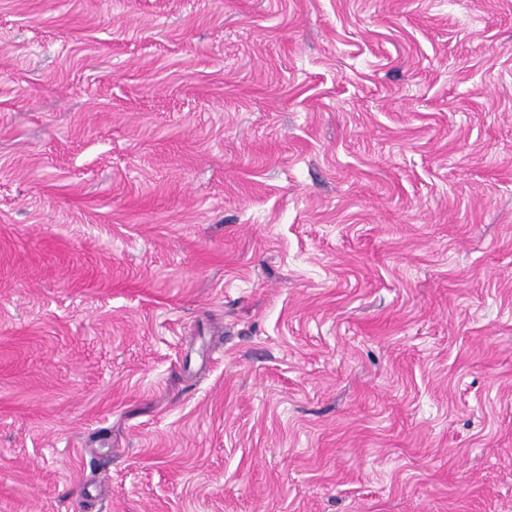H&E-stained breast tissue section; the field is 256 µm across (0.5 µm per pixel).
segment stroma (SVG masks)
Instances as JSON below:
<instances>
[{
    "mask_svg": "<svg viewBox=\"0 0 512 512\" xmlns=\"http://www.w3.org/2000/svg\"><path fill=\"white\" fill-rule=\"evenodd\" d=\"M0 512H512V0H0Z\"/></svg>",
    "mask_w": 512,
    "mask_h": 512,
    "instance_id": "stroma-1",
    "label": "stroma"
}]
</instances>
